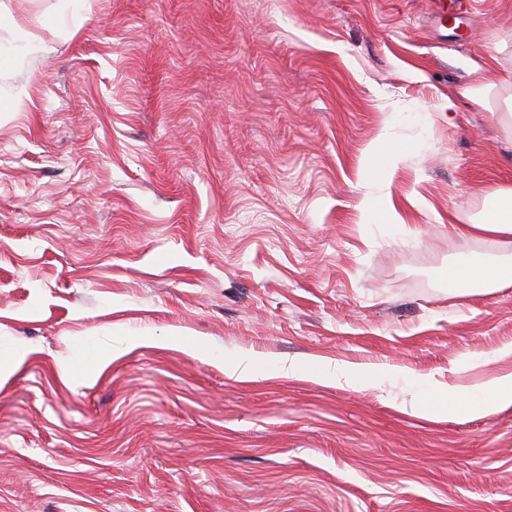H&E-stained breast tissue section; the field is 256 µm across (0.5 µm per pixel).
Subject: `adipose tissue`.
Returning <instances> with one entry per match:
<instances>
[{
	"mask_svg": "<svg viewBox=\"0 0 512 512\" xmlns=\"http://www.w3.org/2000/svg\"><path fill=\"white\" fill-rule=\"evenodd\" d=\"M451 230L459 238L468 240L477 236L495 238L502 246H512V187L497 190L495 202L481 220L472 224H455ZM453 288L475 294L500 283H512V267H490L476 263H460L448 271ZM407 381L431 396L432 408L454 414H471L490 407L505 409L512 406V375L488 383L442 390L440 399H433L438 390L433 377L407 374Z\"/></svg>",
	"mask_w": 512,
	"mask_h": 512,
	"instance_id": "adipose-tissue-1",
	"label": "adipose tissue"
}]
</instances>
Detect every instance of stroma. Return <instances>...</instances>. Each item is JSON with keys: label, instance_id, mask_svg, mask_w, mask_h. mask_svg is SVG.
Returning a JSON list of instances; mask_svg holds the SVG:
<instances>
[{"label": "stroma", "instance_id": "35a3bbf8", "mask_svg": "<svg viewBox=\"0 0 512 512\" xmlns=\"http://www.w3.org/2000/svg\"><path fill=\"white\" fill-rule=\"evenodd\" d=\"M0 8V512H512V407L389 376L512 374V286L448 284L512 259L448 232L512 187V0ZM413 151V147L392 142L387 136L380 139L371 148L367 158V171L373 175L380 174L392 164L402 161L407 154ZM448 280L455 290L467 294L479 293L499 283H512L511 265L490 267L476 263H460L448 270ZM324 376L336 379V381L343 379L348 384H364L366 381L361 371L349 363H336L333 369L331 364L328 363L325 366ZM425 395L433 409L445 410L454 414H471L490 407L509 408L512 406V375H507L479 386L460 388H437L432 376L394 371ZM437 390L443 392L439 400L432 401L431 395Z\"/></svg>", "mask_w": 512, "mask_h": 512}]
</instances>
